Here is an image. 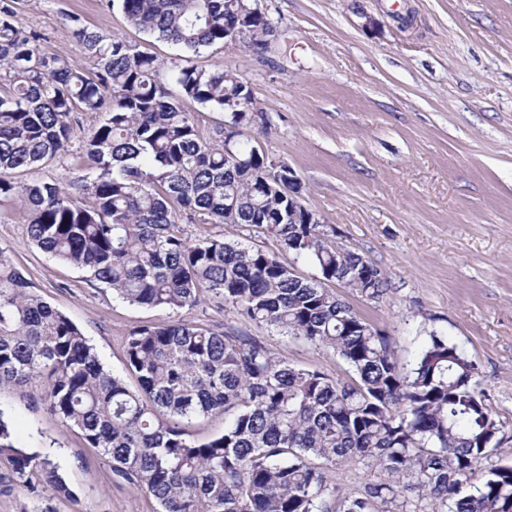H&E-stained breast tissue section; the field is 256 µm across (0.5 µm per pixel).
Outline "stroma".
Listing matches in <instances>:
<instances>
[{"mask_svg":"<svg viewBox=\"0 0 512 512\" xmlns=\"http://www.w3.org/2000/svg\"><path fill=\"white\" fill-rule=\"evenodd\" d=\"M276 26L271 50L239 45L190 55L203 69L238 68L266 116L246 128L261 153L290 166L301 202L334 244L380 268L391 289L379 301L332 291L396 343L402 363L430 334L459 344L479 365L478 388L501 424L502 442L483 470L512 462V0H256ZM22 26L79 66L88 61L62 25L80 17L167 63L177 49L155 40L108 0H19ZM85 171L78 148L20 169L18 183H68ZM177 234L253 242L279 252L274 237L210 224L178 210ZM0 250L52 307L75 322L107 370L124 367V342L147 322L184 320L239 330L300 367L343 380L348 365L327 348L238 320L213 303L179 311L129 305L82 271L30 243L24 205L0 198ZM0 410L18 445L47 454L75 499L15 489L0 512H157L156 502L116 484L112 464L50 415L39 389H0Z\"/></svg>","mask_w":512,"mask_h":512,"instance_id":"obj_1","label":"stroma"}]
</instances>
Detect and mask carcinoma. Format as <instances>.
I'll use <instances>...</instances> for the list:
<instances>
[{"instance_id": "obj_1", "label": "carcinoma", "mask_w": 512, "mask_h": 512, "mask_svg": "<svg viewBox=\"0 0 512 512\" xmlns=\"http://www.w3.org/2000/svg\"><path fill=\"white\" fill-rule=\"evenodd\" d=\"M136 28L197 53L224 44L245 8L252 49L265 51L270 21L252 0H120ZM93 63L85 70L39 46L0 0V197H18L28 237L125 302L178 311L205 290L217 307L285 336L327 347L352 369L343 381L278 356L243 332L183 320L141 325L125 340L130 389L106 371L78 328L39 295L0 249V388L43 387L47 409L112 461L113 479L152 497L157 512H391L409 484L431 512H512V464L484 478L500 424L475 388L477 363L431 333L409 368L391 338L338 299L332 282L370 300L388 278L363 255L328 241L321 224L288 213V183L267 187L268 167L242 128L251 90L230 66L165 65L128 41L65 19ZM227 114L219 141L199 135L168 91ZM74 112L104 115L82 141L88 173L68 184L20 185L10 172L70 147ZM230 147L224 148V142ZM271 234L307 278L260 247L174 231L172 201L224 223ZM224 414L207 440L191 424ZM384 475L360 496L336 497L331 473L355 459ZM0 460L31 495L74 492L47 455L17 445L0 411Z\"/></svg>"}]
</instances>
